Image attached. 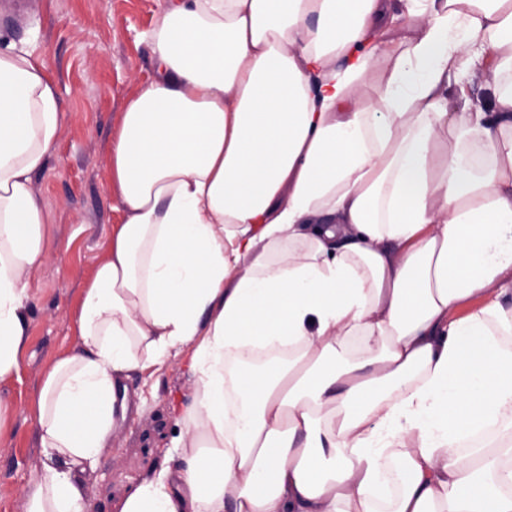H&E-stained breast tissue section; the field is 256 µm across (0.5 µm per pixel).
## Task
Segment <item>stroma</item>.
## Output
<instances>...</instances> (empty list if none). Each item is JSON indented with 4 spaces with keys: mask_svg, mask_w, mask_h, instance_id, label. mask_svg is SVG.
<instances>
[{
    "mask_svg": "<svg viewBox=\"0 0 512 512\" xmlns=\"http://www.w3.org/2000/svg\"><path fill=\"white\" fill-rule=\"evenodd\" d=\"M23 17L0 5V46L46 54L62 112L57 148L32 190L51 219L42 266L28 278L30 327L18 372L0 385L9 405L0 438V512H25L26 490L41 469L36 399L46 372L79 338L83 290L122 213L110 186L112 138L127 101L154 72L145 34L166 0H25ZM190 347L132 375L134 412L117 424L84 474L87 512H118L128 492L175 456L179 415L195 377Z\"/></svg>",
    "mask_w": 512,
    "mask_h": 512,
    "instance_id": "35a3bbf8",
    "label": "stroma"
}]
</instances>
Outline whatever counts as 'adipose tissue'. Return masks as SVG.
<instances>
[{
	"label": "adipose tissue",
	"mask_w": 512,
	"mask_h": 512,
	"mask_svg": "<svg viewBox=\"0 0 512 512\" xmlns=\"http://www.w3.org/2000/svg\"><path fill=\"white\" fill-rule=\"evenodd\" d=\"M388 2L168 0L26 512H86L129 374L188 343L179 463L120 512H375L387 463L394 512H512L496 462L461 451L512 403V0ZM61 117L46 56L0 49V384Z\"/></svg>",
	"instance_id": "ef3b65f1"
}]
</instances>
